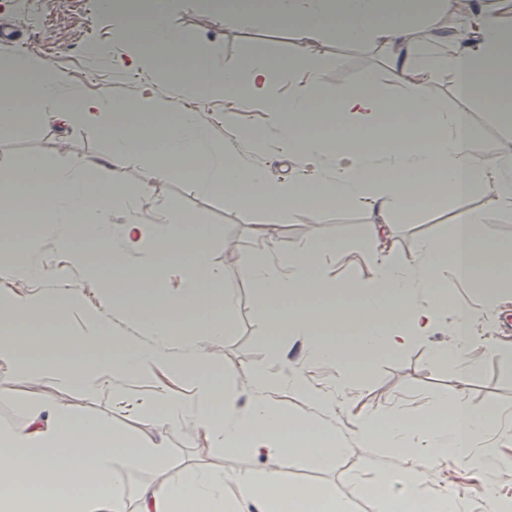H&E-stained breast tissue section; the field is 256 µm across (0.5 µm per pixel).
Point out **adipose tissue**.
<instances>
[{"label":"adipose tissue","mask_w":512,"mask_h":512,"mask_svg":"<svg viewBox=\"0 0 512 512\" xmlns=\"http://www.w3.org/2000/svg\"><path fill=\"white\" fill-rule=\"evenodd\" d=\"M98 6L135 47L131 57L113 61L116 73L168 59L160 70L161 93L147 100L92 97L32 59L0 79L6 86L0 92V138L17 137L36 111L47 108L51 120L63 127L99 128L113 157L126 164L141 163L135 145L152 135L170 145V161L152 163L133 188L117 172L99 182V159L64 166L28 160L0 171V217L54 229L69 259L59 267L35 259L28 249L17 254L0 248V360L11 363L20 378L81 391L117 383L118 401L138 411L159 409L158 427L187 420L194 436L212 447L271 448L276 458L260 475L232 482L221 471L194 467L178 483L142 485L132 504L112 470L113 458L162 474L169 467L168 453L160 444L116 434L101 418L76 415L51 393L30 406L24 426L0 427V512H187L192 506L203 512H243L248 505L254 512H306L314 500L324 512H345L325 492L284 482L277 459L329 467L351 440L376 447L380 458L399 459L394 478L406 493L382 499V512H410L421 502L428 512H458L457 499L435 487L440 461L451 453L469 464L480 461L484 473L511 472L508 464L491 466L484 441L490 435L512 438V418L493 404L473 408L462 391L433 402L422 420L411 419L395 404L381 413L352 414L345 432L323 430L326 420L346 409L348 392L361 383L354 351L401 350L432 335L446 310L453 311L456 330L440 356L454 358L473 347L472 312L438 293L440 280L452 276L477 288L488 312L512 284V242L481 236L484 215L466 204L473 192L486 188L501 211L512 213V151L485 162L468 147L471 101L489 100L500 121L512 125V27L502 22L493 0L465 12L458 0H224L225 18L247 15L259 24H285L302 42L317 41L332 30L346 43H382L399 78L414 73L421 78L393 97L365 78L361 87L338 92L335 114L324 116L317 104L332 60L286 57L260 47L238 68L224 71L206 43L168 26L169 0H98ZM439 12L465 17L462 27L435 30V40L455 45L443 58L423 53L408 23L412 16ZM286 75L296 82L283 115L250 141L258 151L274 142L288 153L331 157L332 166L314 180L300 176L274 182L262 168L232 158L197 113L175 110L167 92L173 86L192 97L233 93L242 104L268 107L274 80ZM437 77L456 86L457 108H444L425 90V82ZM152 113L164 117L155 130L132 126L133 116ZM174 173L187 175L198 192L221 190L237 201L271 199L281 211L305 198L314 205L329 200L357 207L372 217L363 251L373 274L365 282L319 275L328 257L348 254L340 241H312L284 252L268 230L257 231L246 269L267 334L275 340L303 338L308 362H290L276 372L254 370L244 412L206 354L208 343L223 336L225 317L235 308L233 294L220 289L221 271L210 261L207 226L175 209L168 210L162 229L142 217L140 203L154 181ZM442 185L458 205L449 243L422 240L406 252L389 246L390 212L403 208L414 190L434 197ZM117 206L126 212L121 224L112 221ZM73 267L88 280H111L112 290L88 306L82 289L63 285ZM160 269L179 276L178 288L157 299L167 319L145 320L150 342L117 341L98 309L144 320L141 301L122 283L131 277L151 281ZM19 282H36L40 288L22 296L14 289ZM216 294L223 307L219 314L209 309ZM77 313L89 324L72 336L65 325ZM337 322L354 330L350 347L330 336L329 327ZM318 364L334 370L335 387L313 380L310 368ZM156 369L185 378L190 399L160 384L144 396L129 391V384ZM288 390L311 406L309 423H289L277 403L278 394Z\"/></svg>","instance_id":"1"}]
</instances>
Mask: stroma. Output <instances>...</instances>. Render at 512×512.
<instances>
[{
  "label": "stroma",
  "instance_id": "obj_1",
  "mask_svg": "<svg viewBox=\"0 0 512 512\" xmlns=\"http://www.w3.org/2000/svg\"><path fill=\"white\" fill-rule=\"evenodd\" d=\"M171 2L166 15L168 25L206 41L220 68L238 66L260 45L292 56L339 58V65L324 78L321 107H331L337 90L359 87L368 75L387 95H397L403 90L381 45L346 44L332 33L316 43L302 44L285 26H262L247 16L227 20L201 7L199 0ZM3 23L10 24L13 36L0 39V60L20 56L42 61L92 95L107 93L116 98L137 99L153 96L159 87L154 71L131 72L119 78L105 62L89 58L88 50L93 46L108 47L116 58L129 56L133 51L132 45L114 29L111 17L99 11L97 0H0V24ZM177 104L181 109L198 113L210 126L215 140L221 143L232 141L224 126L225 117H232L239 126L253 132L261 131L274 119L273 113L265 108L245 107L224 95L181 96ZM469 113L471 153L483 161L495 160L505 142L512 141V127L501 125L494 112L480 101L470 104ZM232 143L237 156L264 168L276 180L292 179L303 171L315 175L330 164L325 157L287 156L273 147L256 154L246 142ZM88 158L104 159L99 180H106L112 169L119 167L124 168L129 183L143 178V166L127 167L122 160L113 158L107 141L96 129L78 127L62 136L53 126L34 119L18 137L0 141V169L26 159L60 165ZM162 202L207 224L213 234L210 259L220 269L224 287L233 289L236 307L223 337L209 344L208 353L216 360L225 385L237 388L252 369L272 370L278 365L266 334V322L257 309V295L243 270L244 255L256 228L269 227L280 248L291 251L308 241L360 242L365 239L370 222L367 212L333 202L323 203L315 215L304 202L279 214L270 206L234 202L221 192H196L187 178L179 174L155 182L150 195L142 201L144 214L163 221L164 215L158 208ZM468 204L484 214L486 222L481 227L484 236L512 241V215L499 210L490 190L476 191ZM456 211L454 201L447 197L414 205L408 215L393 216L390 221L393 247L406 251L422 238L449 239ZM438 289L471 305L479 340L487 346L466 383L458 381L457 361L442 362L436 358L437 348L452 333L450 317L443 316L432 335L364 365L365 380L356 394V407L382 410L399 403L419 418L428 401L451 398L462 386L473 406L492 403L502 411H512V358H504L499 352L500 347L512 345V299L502 301L493 312L486 313L472 289L452 280L440 283ZM50 390V385L40 379L18 381L12 366L0 361V426L24 424L27 402L44 397ZM64 397L74 413L105 418L121 435L144 442L163 439L170 457L165 474L169 482H178L195 466L223 470L231 479L242 474H260L266 466L265 454H240L209 447L203 438L192 437L187 422L157 430L153 415L133 413L117 403L111 386H102L91 393L68 390ZM279 470L284 481L331 493L346 504L349 512H378V498L364 495L361 488L380 483L390 466L388 461L376 459L371 446L356 444L333 466L316 469L303 462L284 460ZM440 474L443 484L456 490L462 499L464 512H484L480 481L457 457L450 455L443 459Z\"/></svg>",
  "mask_w": 512,
  "mask_h": 512
}]
</instances>
